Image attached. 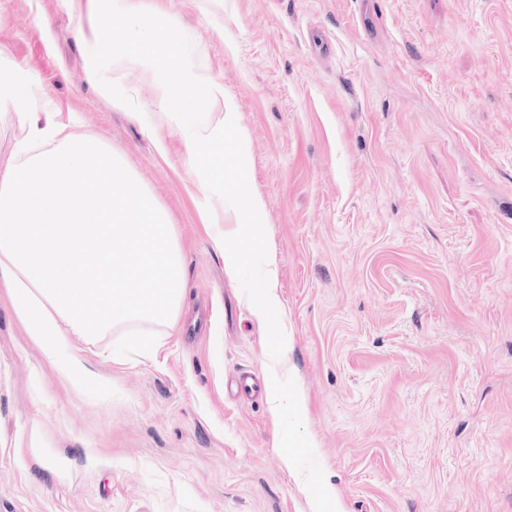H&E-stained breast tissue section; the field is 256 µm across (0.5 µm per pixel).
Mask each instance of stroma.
Masks as SVG:
<instances>
[{"label":"stroma","instance_id":"1","mask_svg":"<svg viewBox=\"0 0 512 512\" xmlns=\"http://www.w3.org/2000/svg\"><path fill=\"white\" fill-rule=\"evenodd\" d=\"M175 18L223 84L265 202L305 432L343 512H512V0H130ZM64 0H0L33 111L122 155L176 226L178 329L102 362L96 399L28 336L0 275V512H311L266 397L267 338L201 219L155 73L86 74ZM166 138L158 153L151 129Z\"/></svg>","mask_w":512,"mask_h":512}]
</instances>
